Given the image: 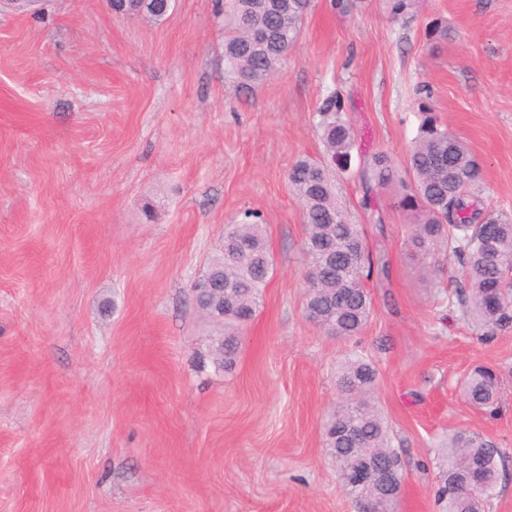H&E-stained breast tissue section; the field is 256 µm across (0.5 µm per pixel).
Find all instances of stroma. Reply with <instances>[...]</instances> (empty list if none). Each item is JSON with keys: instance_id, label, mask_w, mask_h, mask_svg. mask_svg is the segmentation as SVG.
I'll list each match as a JSON object with an SVG mask.
<instances>
[{"instance_id": "1", "label": "stroma", "mask_w": 512, "mask_h": 512, "mask_svg": "<svg viewBox=\"0 0 512 512\" xmlns=\"http://www.w3.org/2000/svg\"><path fill=\"white\" fill-rule=\"evenodd\" d=\"M339 93L355 159L403 164L421 101L481 163L484 203L512 214V0H312L299 44L238 86L217 0L166 16L107 0H0V512H358L325 452L351 352L405 461L399 512H436L437 449L453 429L505 454L487 512H512V330L490 342L407 255L394 190L341 197L385 251L388 287L341 341L305 316L302 205L288 186L320 158L317 112ZM267 226L274 273L236 364H208L190 288L244 211ZM381 215L383 232L372 229ZM498 368L500 408L457 382Z\"/></svg>"}]
</instances>
